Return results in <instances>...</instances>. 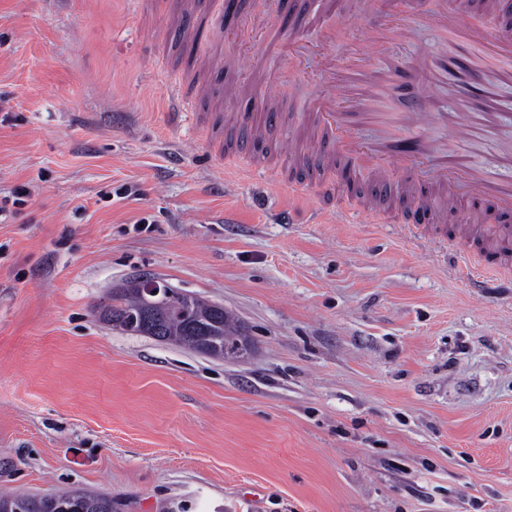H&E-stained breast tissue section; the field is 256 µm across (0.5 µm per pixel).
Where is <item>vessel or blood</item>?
<instances>
[{
  "mask_svg": "<svg viewBox=\"0 0 512 512\" xmlns=\"http://www.w3.org/2000/svg\"><path fill=\"white\" fill-rule=\"evenodd\" d=\"M356 2L326 0L327 6L317 18L325 41L331 44L341 41L345 21L357 13L366 21L369 35L361 45L347 48L346 68H338L332 56H325L318 76L326 83L328 94L307 103L303 127L310 137L285 142L283 157H299L308 172L335 158L344 159L352 182L371 179L380 196L396 195L402 204L404 236L446 243L449 254L464 266L470 263L472 253L484 254L482 274L488 282H496L503 269L512 267V225L497 224L452 238L441 222L443 214L463 206L512 216V180L495 178L487 168L471 163L460 149L471 114L458 115L447 123L444 138L437 142L425 134L436 115L419 102L396 113L337 111V101L357 99L370 104L382 92L402 100L419 84L412 71L387 77L375 66L376 59L387 57L394 46L413 37L414 30L403 13L374 14L366 7L357 12L353 9ZM511 3L427 0L423 23L443 38L460 35L488 55L512 54V26L494 22ZM209 7L207 25L222 32L225 18L235 14V0H211ZM279 39L281 55L287 57L292 70H299L312 52L310 42L294 30L281 32ZM364 128L374 130L372 139H360Z\"/></svg>",
  "mask_w": 512,
  "mask_h": 512,
  "instance_id": "obj_1",
  "label": "vessel or blood"
}]
</instances>
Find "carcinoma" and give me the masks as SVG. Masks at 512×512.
Instances as JSON below:
<instances>
[{
	"mask_svg": "<svg viewBox=\"0 0 512 512\" xmlns=\"http://www.w3.org/2000/svg\"><path fill=\"white\" fill-rule=\"evenodd\" d=\"M141 305L140 281L136 280L113 293L101 316L128 334L210 353L217 359H242L249 353V341L240 325L226 311L217 312L214 305L194 295L163 301L148 323L140 317ZM0 512H114V506L110 496L73 489L46 497L25 493L0 497Z\"/></svg>",
	"mask_w": 512,
	"mask_h": 512,
	"instance_id": "1",
	"label": "carcinoma"
}]
</instances>
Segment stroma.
Returning <instances> with one entry per match:
<instances>
[{"label": "stroma", "instance_id": "obj_1", "mask_svg": "<svg viewBox=\"0 0 512 512\" xmlns=\"http://www.w3.org/2000/svg\"><path fill=\"white\" fill-rule=\"evenodd\" d=\"M394 63L512 71V56L417 24ZM308 0H238L234 33L181 46L192 0H0V497L109 495L117 512H512V269L410 242L396 223H335L345 167L298 196L233 177L204 128L208 101L259 111L320 92L279 83L271 35L307 25ZM205 103L168 113L213 47ZM153 56L154 69L143 67ZM233 133L258 164L278 141ZM224 306L253 342L242 363L132 336L99 309L133 277Z\"/></svg>", "mask_w": 512, "mask_h": 512}]
</instances>
